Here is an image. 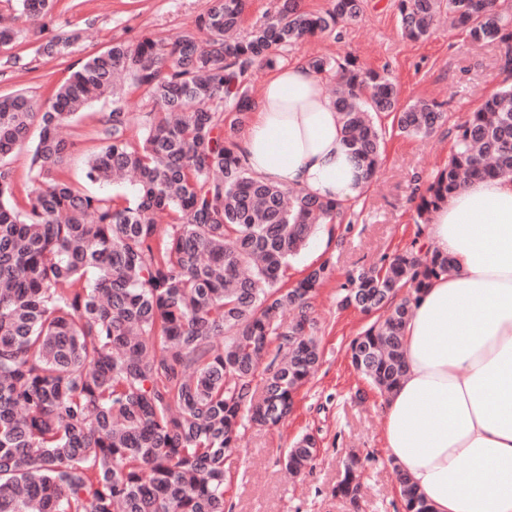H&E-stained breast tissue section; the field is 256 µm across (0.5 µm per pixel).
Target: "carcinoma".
<instances>
[{
  "mask_svg": "<svg viewBox=\"0 0 512 512\" xmlns=\"http://www.w3.org/2000/svg\"><path fill=\"white\" fill-rule=\"evenodd\" d=\"M18 17L43 26L57 0H16ZM248 0H210L176 40L144 35L89 56L38 103L0 95V512H224L228 453L244 422L272 427L290 416L322 361L311 300L330 278L324 261L286 280L289 262L319 224L350 230V206L264 181L237 155L254 97L255 67L363 15L364 0H330L310 12L280 0L275 15L232 40ZM404 33L424 40L442 10L472 42L496 43L512 67V14L499 0H398ZM20 30L0 27V52L18 63ZM76 36L40 46L64 60ZM336 79L346 144L375 178L382 114L410 136L447 114L426 100L401 105L385 73L346 58L315 57ZM139 98L132 128L128 96ZM98 147L84 179L135 182L101 197L65 173L64 130L95 101ZM32 147L26 205L9 158ZM512 173V86L456 126L446 166L415 188L417 223L467 182ZM169 218L159 231L155 217ZM448 256L416 245L348 274L339 305L372 318L348 345L351 365L383 397L405 373L403 329L416 296L447 274ZM293 317L285 319L287 312ZM275 354H270V348ZM318 440L284 455L300 474ZM359 458L336 493L355 500ZM403 512H434L393 467Z\"/></svg>",
  "mask_w": 512,
  "mask_h": 512,
  "instance_id": "obj_1",
  "label": "carcinoma"
}]
</instances>
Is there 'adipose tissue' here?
I'll use <instances>...</instances> for the list:
<instances>
[{
	"mask_svg": "<svg viewBox=\"0 0 512 512\" xmlns=\"http://www.w3.org/2000/svg\"><path fill=\"white\" fill-rule=\"evenodd\" d=\"M238 154L283 187L345 204L363 192L332 100L301 57L267 78ZM429 240L454 269L413 304L407 370L384 409L386 448L435 512H512V178L453 193Z\"/></svg>",
	"mask_w": 512,
	"mask_h": 512,
	"instance_id": "obj_1",
	"label": "adipose tissue"
}]
</instances>
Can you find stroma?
Instances as JSON below:
<instances>
[{"instance_id": "35a3bbf8", "label": "stroma", "mask_w": 512, "mask_h": 512, "mask_svg": "<svg viewBox=\"0 0 512 512\" xmlns=\"http://www.w3.org/2000/svg\"><path fill=\"white\" fill-rule=\"evenodd\" d=\"M208 0H59L45 27L24 26L22 56L27 70L0 64V94L18 90L38 96L70 74L69 64L105 49L115 40L133 41L154 33L176 39L194 29ZM78 32L68 65L38 54L46 37ZM351 56L365 69L387 71L402 101L434 100L448 115L447 123L427 137L406 136L386 128L379 171L352 204L351 230H335L331 244L320 249L319 238L292 262L289 280L306 269L330 262L332 276L313 300L323 362L299 393L294 413L277 428L246 425L239 446L226 462L228 512H402L400 495L385 450V400L351 366L350 340L368 324L357 310L341 308L338 290L346 273L371 266L382 255L411 246L418 226L411 190L417 181L436 174L448 162L452 131L504 83L498 45H471L464 28H439L430 38L413 41L402 32L397 0H365L358 23L341 28L339 37H312L287 48L283 61L297 57ZM106 101L93 103L75 125L77 144L66 161V173L81 182L87 156L96 148L95 130ZM310 433L319 441L313 470L303 477L286 468L285 448ZM366 458L357 500L335 493L350 451Z\"/></svg>"}]
</instances>
